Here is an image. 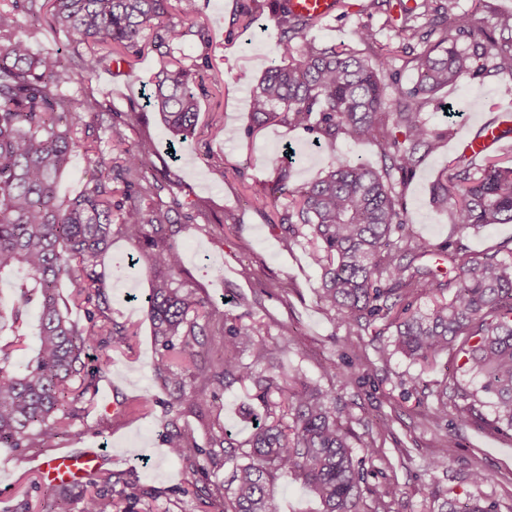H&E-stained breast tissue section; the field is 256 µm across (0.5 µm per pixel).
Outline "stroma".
<instances>
[{
  "label": "stroma",
  "mask_w": 512,
  "mask_h": 512,
  "mask_svg": "<svg viewBox=\"0 0 512 512\" xmlns=\"http://www.w3.org/2000/svg\"><path fill=\"white\" fill-rule=\"evenodd\" d=\"M280 2L198 0L194 19H182L174 11L167 15L168 23L186 32L174 44L170 59L174 67L190 71L199 101L196 132L179 145L177 159L167 155L171 132L157 113L143 107L160 68L152 37H145L140 51L121 53L125 69L105 68L92 82L67 84L65 91L72 96L93 95L116 112L135 104L142 112L140 122L122 126L118 144L76 129L78 148L59 179L58 195L76 197L93 180L83 162L84 148L95 147L116 158L152 144L155 167L140 177L150 189L145 204L175 200L183 209L200 213L196 223L179 225L174 237L190 287L227 317L263 322L267 344L278 351L275 372L320 380L351 405L350 443L370 471L364 512H373L388 484L399 489L387 503L389 512H435L436 490L452 501L481 499L496 503L499 512H512V430L494 428V399L480 392L479 379L456 372L445 352L427 368L410 362L396 353L394 331L383 323L351 335L318 301L320 277L309 256L307 234L282 238L278 224L286 199L277 191L272 160L283 149L293 152L288 179L292 190L323 176L332 154L374 165L380 156L375 143L344 138L337 140L335 153L321 151L313 144L314 133L303 126L269 124L251 132L250 89L276 53L279 31L274 16ZM420 3L389 0L378 8L372 0H342L336 18L320 21L306 35L322 46L346 44L365 56L387 55L389 72L409 86L416 80L414 53L404 47L397 31L406 11L419 9ZM367 28L377 32L376 45L360 41V32ZM448 104L453 113H445ZM511 105V72L466 74L439 91L427 109L430 123L450 128L454 135L395 184L413 234L437 246L434 260L442 271L452 268L449 253L440 251L445 244L449 252H495L512 263V223L459 231L435 208L430 194L439 173L460 153V137L475 133L481 123L497 119ZM133 256L139 263L132 269L128 261ZM105 264L112 320L128 330L130 344L109 348L111 370L99 381L88 416L76 421L68 436L51 438L41 448H0V512H49L48 482L39 465L58 452L85 448L101 449L103 461L80 483L68 486V512H83L88 491L119 503L122 512H213L207 499L197 495V484L206 476L224 480L230 465L212 464L204 455L170 457L160 425L164 404H156L151 415L133 423L122 415L132 399L161 393L152 373L156 350L146 316L153 276L149 253L116 236ZM328 366L335 372L326 377L322 371ZM350 370L356 372L355 380H347ZM443 380L475 393L480 420L463 425L452 413L432 415L422 387ZM250 401L247 389L238 385L218 391L203 416L185 417L179 425L202 447L223 427L245 439L250 429L238 410ZM436 459L446 460V467L433 469ZM475 469L493 473L494 482L472 484ZM132 485L137 496L130 500L126 493Z\"/></svg>",
  "instance_id": "1"
}]
</instances>
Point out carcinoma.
<instances>
[{
  "label": "carcinoma",
  "instance_id": "cac0c4a2",
  "mask_svg": "<svg viewBox=\"0 0 512 512\" xmlns=\"http://www.w3.org/2000/svg\"><path fill=\"white\" fill-rule=\"evenodd\" d=\"M52 28L67 33L85 51L71 65L33 49L17 12L35 13L36 0H11L0 9V279L15 276L16 301L0 308V448L41 447L49 437L66 435L84 418L111 357L105 345L127 343L128 333L108 315L104 293V255L112 233L152 250L154 276L146 303L156 348L152 365L166 399L143 398L127 407L130 421L152 406H168L162 422L170 455L201 454L194 438L178 426L199 413L208 397L235 383L248 386L263 413L244 417L254 423L239 442L226 428L209 437L232 463L230 484L204 486L216 512H281L279 478L301 480L318 500V512H363L367 484L365 459L349 444L351 407L317 381L284 385L279 377L256 369L272 352L262 324L217 316L196 292L185 287L181 250L173 242L172 208H147L136 173L152 166L149 150L126 153L114 167L102 152L86 153L97 173L92 186L72 200L57 194L58 180L76 148L74 129L100 128L114 137L120 126L112 109L93 96L77 99L60 87L77 75L91 81L96 69L112 64L116 47L138 46L143 32L161 18L168 0H47ZM423 13H408L398 36L424 44L414 57L417 79L411 86L385 82L388 65L379 54L364 57L342 47H322L306 38L318 23L279 4L277 52L250 90L257 126L283 123L305 126L316 145L336 151V141L372 140L379 168L338 157L326 174L297 191L288 190V166L275 163L281 194L291 195L280 216L284 237L306 227L313 264L320 271L319 301L348 327L381 320L395 328L396 349L412 362L451 352L457 369L482 379L481 389L495 398L496 423L512 430V264L496 256L454 255L457 293L450 303L427 313L413 308L417 294L445 285L427 261L434 246L409 231L393 184L428 154L436 152L448 131L432 130L424 109L441 89L465 72L474 75L486 63L512 72V37L484 38L481 51L458 47L478 28L475 16L455 13L454 0H424ZM428 17V29L418 24ZM184 31L165 26L155 35L170 48ZM185 69L162 63L147 106L174 135H193L198 99ZM402 130L403 139L389 128ZM432 202L464 231L512 223V163L490 154L457 157L432 188ZM69 281L74 293L61 292ZM83 308L84 321L70 317L69 303ZM38 309L37 324L26 322ZM206 324L198 323L199 317ZM221 324L220 349L211 348L207 325ZM28 336L38 346L25 363L16 359ZM251 349L253 360L241 352ZM431 407L448 415V385L429 391ZM456 407L457 420L480 418L469 394ZM84 512H119L101 495L85 498ZM437 512H497L496 504L443 499Z\"/></svg>",
  "mask_w": 512,
  "mask_h": 512
}]
</instances>
